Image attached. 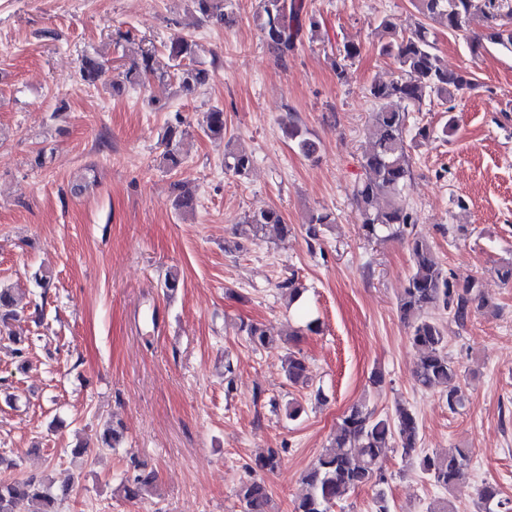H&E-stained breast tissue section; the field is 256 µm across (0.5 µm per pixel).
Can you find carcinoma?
Instances as JSON below:
<instances>
[{
    "label": "carcinoma",
    "mask_w": 512,
    "mask_h": 512,
    "mask_svg": "<svg viewBox=\"0 0 512 512\" xmlns=\"http://www.w3.org/2000/svg\"><path fill=\"white\" fill-rule=\"evenodd\" d=\"M195 11L206 22L230 25L233 12L227 10L224 0H192ZM418 13L437 20L448 31L463 34L467 30L474 0H413ZM488 10L485 18L496 30L493 37L512 46V0H485ZM303 0H260L255 20L266 43L279 55L293 51L303 38L310 40L318 35L321 23L315 16L302 18ZM376 30L389 39L381 43L383 53L393 57L401 75L388 83L374 84L369 89L371 98L379 103L372 113L370 147L363 156V166L368 172L366 180L353 190V197L361 211V234L367 239H380L382 234L407 242L413 259L407 284L399 298L401 319L409 328V341L420 353L413 376L421 389H443L448 409L463 407L464 396L459 386V368L448 358L447 326L442 316L457 324H464L476 313H495L497 307L482 290L479 279L474 278L463 286L453 282L435 255L433 244L414 232L416 214L403 196V188L411 175V156L405 141L406 112L410 106H420L425 100L436 98L448 104V124L443 133L456 127L454 101L473 83L465 75L450 71L436 53L429 29L419 24L407 35H396V26L388 16L382 18ZM197 43L185 36L173 39L168 57L176 70L182 87L191 91L206 85L210 79L208 69L196 64ZM106 73L105 63L93 56L81 61L80 77L89 86H96ZM200 129L209 138L224 137V110L214 107L203 116ZM283 132L307 157L318 149L317 143L306 137L294 119L284 124ZM185 131L177 127L168 129L163 159L169 168L179 167V139ZM253 163L252 154L234 145H227L224 168L244 176ZM175 206L189 212L195 210L196 197L182 182L173 184ZM332 223L331 214L311 216L307 236L319 237L321 226ZM277 231L282 238L290 228L284 224L275 209H266L246 217L238 235L257 240L266 235L267 229ZM277 288L293 304L304 288L293 278L277 284ZM28 319L11 289L0 286V324L8 326ZM240 330L256 349L274 343L269 331L257 324L243 323ZM286 379L291 385H309L305 358L288 352L283 361ZM421 441L416 415L405 405H398L394 414L378 416L364 405H354L344 413L336 435L303 474L307 492L294 503L292 512H332L337 502L360 486H376L384 482L383 463L388 452L401 450L411 455ZM471 449L456 446L445 454H426L420 461L421 472L434 484L449 489L466 475ZM277 450L269 449L256 458L251 470L272 473L280 465ZM155 473L134 466V472L121 483L127 499H140L153 488ZM237 497L243 512H270L271 496L263 477L243 483ZM20 500L31 503V512H57V498L46 481L34 475L0 483V512H14ZM478 508L481 512H512L509 502L499 498V491L491 484L479 490Z\"/></svg>",
    "instance_id": "cac0c4a2"
}]
</instances>
